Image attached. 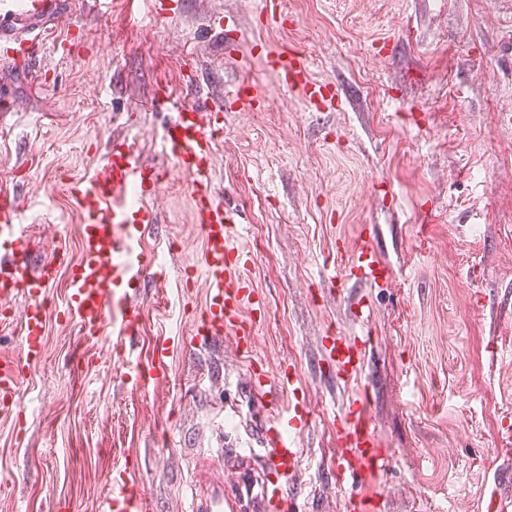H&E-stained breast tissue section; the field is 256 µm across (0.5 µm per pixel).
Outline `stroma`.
<instances>
[{"instance_id":"35a3bbf8","label":"stroma","mask_w":512,"mask_h":512,"mask_svg":"<svg viewBox=\"0 0 512 512\" xmlns=\"http://www.w3.org/2000/svg\"><path fill=\"white\" fill-rule=\"evenodd\" d=\"M62 0L68 39L38 71L0 66V189L21 204L18 230L36 263L79 256L71 181L99 173L129 139L161 175L143 248L165 276L139 288L140 331L93 340L67 313L68 272L45 301V350L0 418V512H94L125 475L148 512H185L191 479L208 482L217 449L255 447L270 409L256 373L292 366L282 407L306 412L297 437L299 512H497L512 502V0H283L284 20L257 0ZM233 17L234 33L215 19ZM298 47L310 75L335 84L334 108L312 111L267 64ZM214 108L245 80L264 106L232 109L216 141V192L246 226V278L259 309L255 349L196 336L207 303L193 266L203 237L191 187L163 154L159 80ZM368 241L389 274L329 282ZM370 303V326L358 318ZM369 335L362 368L341 380L329 334ZM172 350L157 384L129 374L156 342ZM363 400L389 448L371 482L337 481L344 414Z\"/></svg>"}]
</instances>
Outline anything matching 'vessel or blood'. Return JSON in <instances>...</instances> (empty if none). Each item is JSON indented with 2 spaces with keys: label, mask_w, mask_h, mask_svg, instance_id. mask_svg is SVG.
I'll return each mask as SVG.
<instances>
[{
  "label": "vessel or blood",
  "mask_w": 512,
  "mask_h": 512,
  "mask_svg": "<svg viewBox=\"0 0 512 512\" xmlns=\"http://www.w3.org/2000/svg\"><path fill=\"white\" fill-rule=\"evenodd\" d=\"M60 0H26L22 11L12 9L0 13V64L28 67L47 49L42 30L28 37H16L12 27L21 18H54L59 14ZM277 73L282 88L301 90L304 102L321 111L334 107L335 86L316 80L309 74L310 62L301 52L289 48L268 59ZM225 100L241 108L257 110L261 101L249 83H239L225 91ZM157 104L171 111L165 127L162 150L176 165L177 173L191 185L194 219L199 224L204 250L199 260L209 298L198 328L202 337H220L233 333L238 342L247 344L253 334L252 324L240 315L242 306L251 299L248 283L241 275L248 262V252L239 236L231 213L217 199L212 183L216 145L215 123L220 110L204 111L187 99L174 97L162 90ZM139 185L143 194L155 192L158 177L139 163L127 143L113 141L103 173L71 182L69 190L79 214L80 255L70 265L69 312L77 320L84 335L102 336L112 312H120L118 332L137 333L140 313L127 296L138 282L157 278L154 263L140 242L146 225L154 223L152 209L132 208L126 201L131 185ZM20 221V206L10 192L0 190V233ZM347 275L374 282L385 278L387 269L375 258L370 245L360 246L346 270ZM54 276L50 265L33 268L29 246L24 237L10 241L9 254L0 259V300L25 298L24 359L0 367V411L11 409L18 377L27 360L38 357L44 348L43 318L47 288ZM328 355L336 367L338 378L356 375L362 364V348L357 341L331 336ZM292 383L289 370L277 375H259L253 387L261 395L279 397ZM307 417L298 410L276 412L262 427L258 439L265 450L266 469L276 473V481L256 476L254 454L234 452V483L216 480L208 486L192 482L187 512H293L296 502L293 487L301 471V457L294 446V434L302 432ZM341 439L347 450L344 463L338 464L337 477L352 474L366 477L384 465L387 451L381 448L366 411L350 407L345 416ZM146 490L136 479L118 481L111 497L99 505V512H145Z\"/></svg>",
  "instance_id": "1"
}]
</instances>
